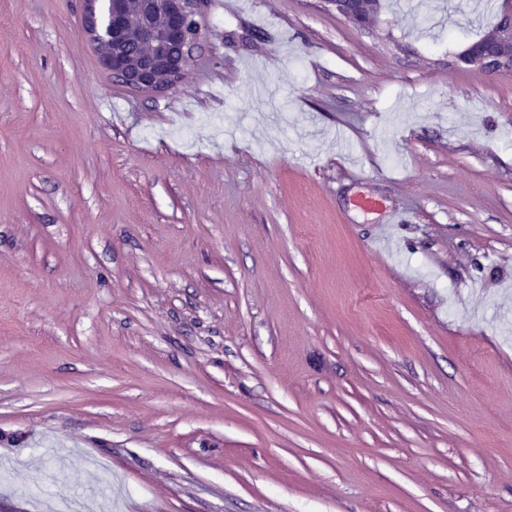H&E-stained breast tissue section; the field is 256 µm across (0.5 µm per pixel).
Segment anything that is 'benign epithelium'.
<instances>
[{"mask_svg":"<svg viewBox=\"0 0 512 512\" xmlns=\"http://www.w3.org/2000/svg\"><path fill=\"white\" fill-rule=\"evenodd\" d=\"M98 0L85 3L83 35L94 44L102 66L112 78L132 89L165 94L179 85L175 74H184L205 38L203 0H137L139 11L132 15L128 0H107V20H102ZM138 28L141 51L131 56L124 51L132 28ZM491 59L482 56L454 57L451 66L478 69L486 74L512 72V17L487 34Z\"/></svg>","mask_w":512,"mask_h":512,"instance_id":"benign-epithelium-1","label":"benign epithelium"}]
</instances>
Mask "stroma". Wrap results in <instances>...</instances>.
Listing matches in <instances>:
<instances>
[{"mask_svg":"<svg viewBox=\"0 0 512 512\" xmlns=\"http://www.w3.org/2000/svg\"><path fill=\"white\" fill-rule=\"evenodd\" d=\"M382 4L205 0L154 95L0 0V512H512V72Z\"/></svg>","mask_w":512,"mask_h":512,"instance_id":"35a3bbf8","label":"stroma"}]
</instances>
